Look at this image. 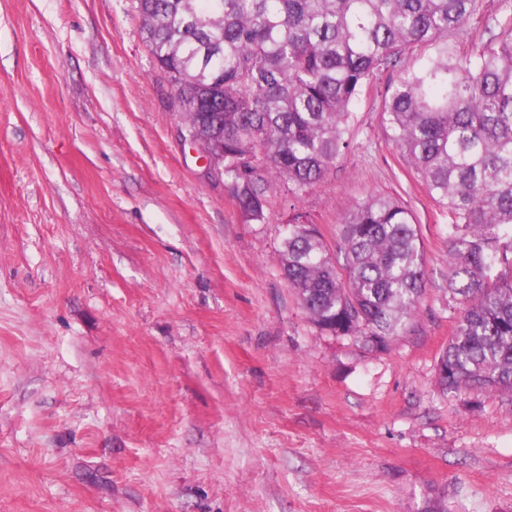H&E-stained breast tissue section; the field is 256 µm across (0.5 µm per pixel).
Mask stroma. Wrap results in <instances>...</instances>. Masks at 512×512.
Returning <instances> with one entry per match:
<instances>
[{"label": "stroma", "instance_id": "1", "mask_svg": "<svg viewBox=\"0 0 512 512\" xmlns=\"http://www.w3.org/2000/svg\"><path fill=\"white\" fill-rule=\"evenodd\" d=\"M247 223L179 137L135 0H0V512H512V394L443 393L448 218L381 127ZM415 215L427 292L381 352L320 331L285 226L373 195Z\"/></svg>", "mask_w": 512, "mask_h": 512}]
</instances>
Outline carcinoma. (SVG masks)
I'll return each mask as SVG.
<instances>
[{"label":"carcinoma","mask_w":512,"mask_h":512,"mask_svg":"<svg viewBox=\"0 0 512 512\" xmlns=\"http://www.w3.org/2000/svg\"><path fill=\"white\" fill-rule=\"evenodd\" d=\"M478 0H136L184 124L219 132L224 183L263 223L278 178L301 195L349 145L370 80L396 73L382 128L448 214V293L463 305L438 360L442 390L512 392V5L498 32L462 50ZM427 45L426 59L407 52ZM336 264L318 228L296 222L281 269L310 320L372 350L407 332L427 287L411 210L373 196L342 221Z\"/></svg>","instance_id":"cac0c4a2"}]
</instances>
